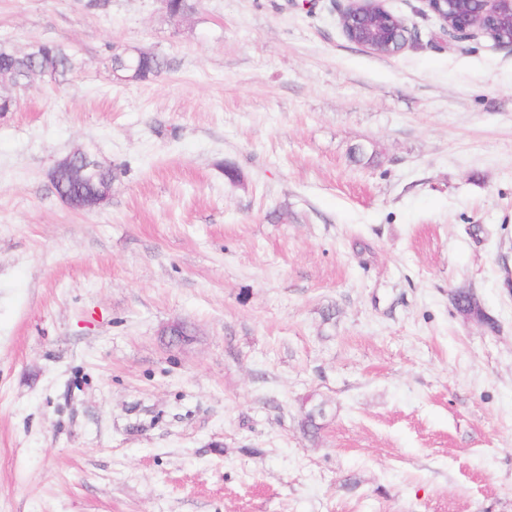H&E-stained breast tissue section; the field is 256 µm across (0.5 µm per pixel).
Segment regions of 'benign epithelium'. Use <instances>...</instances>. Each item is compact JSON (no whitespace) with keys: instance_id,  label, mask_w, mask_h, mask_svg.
I'll return each mask as SVG.
<instances>
[{"instance_id":"7a95c632","label":"benign epithelium","mask_w":512,"mask_h":512,"mask_svg":"<svg viewBox=\"0 0 512 512\" xmlns=\"http://www.w3.org/2000/svg\"><path fill=\"white\" fill-rule=\"evenodd\" d=\"M427 9L442 23L443 31L457 40H467L478 32L493 34L501 29L505 18L512 19V0H422ZM346 37L366 49L369 39L380 32L388 54H394L416 36L405 19L395 16L384 8L381 0H347L340 14ZM62 170H69L80 185L91 188V192L66 190L60 199L71 209L85 211L106 204L112 193V183H98L96 178L101 165L86 153L76 150L58 159L49 173L56 181Z\"/></svg>"}]
</instances>
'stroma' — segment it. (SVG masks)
Instances as JSON below:
<instances>
[{
  "instance_id": "obj_1",
  "label": "stroma",
  "mask_w": 512,
  "mask_h": 512,
  "mask_svg": "<svg viewBox=\"0 0 512 512\" xmlns=\"http://www.w3.org/2000/svg\"><path fill=\"white\" fill-rule=\"evenodd\" d=\"M384 6L391 56L334 0H0L82 64L0 81V512H512V50ZM340 14L346 37L366 49L369 39L379 31L387 48V55L403 50L416 36L405 19L395 16L384 8L380 0H347ZM370 50V49H369ZM168 66L166 59L157 54L138 58L136 56L112 59L113 77L120 81H148L159 76ZM62 170H69L73 179L80 185L91 188V192H76L69 190L70 177L63 173L57 185L53 188L58 191L61 186L64 189L59 197L71 209L85 211L98 208L106 204L112 193V183H97L96 178L101 170V165L92 160L86 153L76 150L58 159L49 173L51 181L56 182L57 175Z\"/></svg>"
}]
</instances>
